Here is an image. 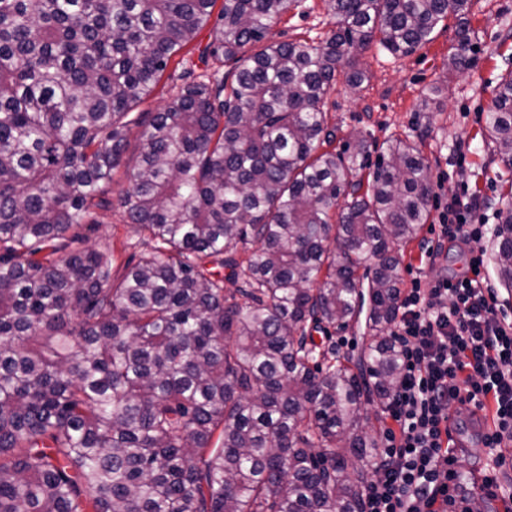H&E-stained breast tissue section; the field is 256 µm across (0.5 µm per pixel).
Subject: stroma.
<instances>
[{
    "label": "stroma",
    "instance_id": "obj_1",
    "mask_svg": "<svg viewBox=\"0 0 512 512\" xmlns=\"http://www.w3.org/2000/svg\"><path fill=\"white\" fill-rule=\"evenodd\" d=\"M334 25L327 0H301L299 8L273 25L272 36L278 41H321ZM462 26L470 29L469 54L475 63L467 71L454 72L446 63ZM358 66L366 75L363 84L353 89L338 82L325 99L324 110L336 127L337 143L362 137L374 156L389 138L407 136L418 143L430 168L434 189L430 224L400 252L402 286L410 288L420 271L431 279L459 273L461 247L449 244L427 258L421 254V244L452 197L466 194L494 206L512 198V170L500 163L493 146L480 134L494 89L505 70L512 69V0H471L465 17L448 16L431 42L413 54L394 55L374 45L359 56ZM434 86L440 87V94L430 111H421L423 94ZM129 184V174L118 169L103 189L113 206L97 211V223L88 233L90 243L113 244L112 268L117 275L139 250L135 226L125 223L115 205Z\"/></svg>",
    "mask_w": 512,
    "mask_h": 512
}]
</instances>
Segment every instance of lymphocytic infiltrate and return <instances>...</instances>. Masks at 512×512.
<instances>
[{
    "mask_svg": "<svg viewBox=\"0 0 512 512\" xmlns=\"http://www.w3.org/2000/svg\"><path fill=\"white\" fill-rule=\"evenodd\" d=\"M425 245L436 256L444 243L481 240L477 204L456 197L440 214ZM486 249L469 253L468 273L431 281L415 276L399 297L391 327L401 370L387 404L364 512H469L448 489L458 457L448 418L458 404L491 407L485 446L494 490L512 448V320L503 313L484 271Z\"/></svg>",
    "mask_w": 512,
    "mask_h": 512,
    "instance_id": "obj_1",
    "label": "lymphocytic infiltrate"
}]
</instances>
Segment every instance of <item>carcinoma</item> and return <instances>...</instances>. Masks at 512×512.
Listing matches in <instances>:
<instances>
[{
  "mask_svg": "<svg viewBox=\"0 0 512 512\" xmlns=\"http://www.w3.org/2000/svg\"><path fill=\"white\" fill-rule=\"evenodd\" d=\"M216 2L0 0V512H363L362 414L399 376L398 251L433 187L401 137L362 180L364 140L332 148L323 104L373 42L409 55L470 0H328L319 44L270 36L297 0ZM207 26L199 62L231 80L131 116ZM133 126L118 206L145 241L116 276L82 230ZM483 134L512 168V70ZM495 239L512 288L511 204ZM366 336H368V333L365 329L364 322L362 321V323L355 325L344 332H336L334 340L337 341L338 339H345L348 341L346 346L338 349L341 354L358 355L364 347Z\"/></svg>",
  "mask_w": 512,
  "mask_h": 512,
  "instance_id": "obj_1",
  "label": "carcinoma"
}]
</instances>
